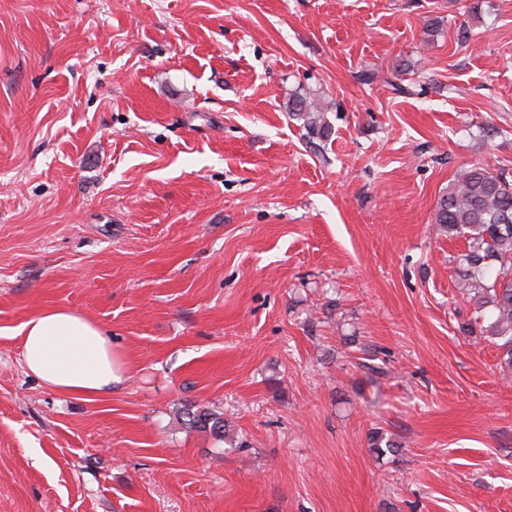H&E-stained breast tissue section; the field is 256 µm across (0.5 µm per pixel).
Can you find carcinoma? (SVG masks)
Instances as JSON below:
<instances>
[{
	"label": "carcinoma",
	"mask_w": 512,
	"mask_h": 512,
	"mask_svg": "<svg viewBox=\"0 0 512 512\" xmlns=\"http://www.w3.org/2000/svg\"><path fill=\"white\" fill-rule=\"evenodd\" d=\"M288 112L303 122L310 138L325 141L332 135L320 104L304 96L288 100ZM435 223L448 238H462L466 248L453 257L456 286L475 301L476 323L487 326L503 361L512 369V180L482 164L461 167L436 203ZM186 424L208 430L231 448L246 442L230 429L224 416L208 408L185 407ZM402 448L380 428L369 434L370 454L396 456Z\"/></svg>",
	"instance_id": "carcinoma-1"
}]
</instances>
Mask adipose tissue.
<instances>
[{"label":"adipose tissue","instance_id":"obj_1","mask_svg":"<svg viewBox=\"0 0 512 512\" xmlns=\"http://www.w3.org/2000/svg\"><path fill=\"white\" fill-rule=\"evenodd\" d=\"M19 334L26 371L52 392L99 396L123 380L126 362L113 349L111 337L78 311H39L21 325Z\"/></svg>","mask_w":512,"mask_h":512}]
</instances>
